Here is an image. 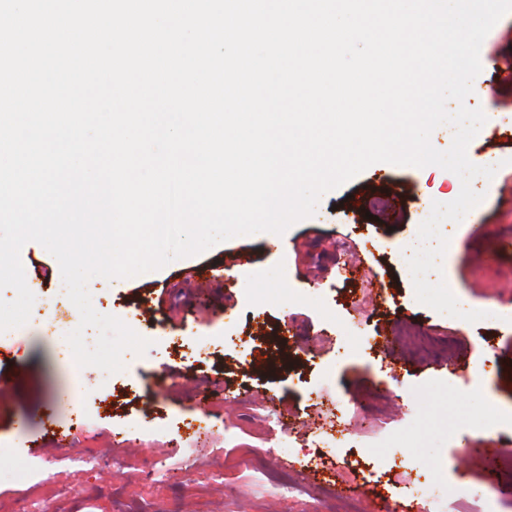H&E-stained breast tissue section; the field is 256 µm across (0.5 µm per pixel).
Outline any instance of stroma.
Returning <instances> with one entry per match:
<instances>
[{"label": "stroma", "mask_w": 512, "mask_h": 512, "mask_svg": "<svg viewBox=\"0 0 512 512\" xmlns=\"http://www.w3.org/2000/svg\"><path fill=\"white\" fill-rule=\"evenodd\" d=\"M476 81L489 90L478 100L499 125L512 127V80L483 68ZM475 165L496 167L478 183L482 201L469 221L444 222L449 246L444 279L465 310H501L499 320L470 323L417 301L402 263L433 202L461 190L459 177L436 166L411 168L378 162L329 191L313 216L285 233L287 264L268 255L270 233L234 237L208 251L169 262L133 278H93L94 309L152 335L143 355L128 352L111 387L88 388L96 367L75 371L57 355L56 329L42 311L63 297L56 259L39 243L23 246L26 275H40L36 314L0 333V362L18 360L20 377L0 392V512H345L333 474L355 475L362 512L387 502L391 512H431L407 479L441 476L454 493L444 512H507L512 468H491L478 455L461 456V440L497 438L478 426L512 412V254L498 251L512 236V142L481 127L467 148ZM400 196L391 221L366 218L376 197ZM358 245L386 287L387 301L351 306L359 288L337 270L348 245ZM248 256L242 287L226 290L188 277L191 267ZM162 315L139 314L145 300ZM232 328L234 341L183 359V336L210 338ZM413 329L436 346L456 340L460 356L484 364L476 377L441 357L400 350L347 352L350 336L396 339ZM178 370L177 380L164 369ZM328 402L356 396L347 417L350 447L320 448L323 419L308 393ZM278 401L294 419L290 447L278 445L275 419L262 404ZM57 424L81 421L70 447L52 446L44 413ZM41 455H28L30 446ZM409 462L407 473L383 466L386 457ZM295 490H287L288 482Z\"/></svg>", "instance_id": "1"}]
</instances>
